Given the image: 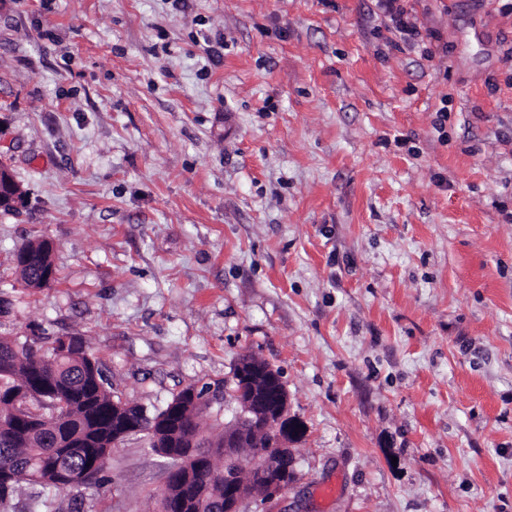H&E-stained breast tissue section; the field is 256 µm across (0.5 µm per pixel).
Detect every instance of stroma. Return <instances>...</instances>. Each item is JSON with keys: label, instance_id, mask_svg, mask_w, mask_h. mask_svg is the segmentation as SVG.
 Masks as SVG:
<instances>
[{"label": "stroma", "instance_id": "1", "mask_svg": "<svg viewBox=\"0 0 512 512\" xmlns=\"http://www.w3.org/2000/svg\"><path fill=\"white\" fill-rule=\"evenodd\" d=\"M403 4L421 43L379 0H0V333L82 337L150 414L279 369L281 512H512V0ZM167 465L128 437L87 512ZM23 197L22 188L15 180L9 168L0 167V208L3 206L16 207ZM52 252V246L47 240L29 242L18 250L16 254V264L21 279L27 288H43L39 279L40 271L44 266L51 268L52 272L50 269L45 270L42 278L43 283L49 284L51 280L55 279L56 269ZM201 388L196 385H190L185 387L182 392L180 403L182 406H186L194 411H205L211 406L214 400H217L216 395L209 388L201 392Z\"/></svg>", "mask_w": 512, "mask_h": 512}]
</instances>
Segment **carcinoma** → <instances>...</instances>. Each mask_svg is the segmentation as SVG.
<instances>
[{
  "label": "carcinoma",
  "mask_w": 512,
  "mask_h": 512,
  "mask_svg": "<svg viewBox=\"0 0 512 512\" xmlns=\"http://www.w3.org/2000/svg\"><path fill=\"white\" fill-rule=\"evenodd\" d=\"M52 246L46 240L29 242L16 254V264L25 286L40 289V271L55 268ZM39 381L50 391L48 402L31 403L36 421L23 422L16 416L13 391ZM121 398L112 392L104 378L101 363L84 342L63 347L58 336H38L19 340L0 335V469L8 468L27 476L9 486H0V512L13 508L12 497L22 489L28 495L29 512H38L44 498L60 490H81L104 483L103 472L88 473L91 457L112 451V405ZM168 407L147 414L138 405H129L127 419L145 424L163 417ZM155 438L145 430L150 447L159 452L172 442L168 431L157 423ZM224 435L213 439L203 435L194 444L200 457L213 456V447ZM181 477L169 494L160 496L156 512H175V501L184 483L198 499H205L216 510L224 507V479L210 467Z\"/></svg>",
  "instance_id": "cac0c4a2"
}]
</instances>
